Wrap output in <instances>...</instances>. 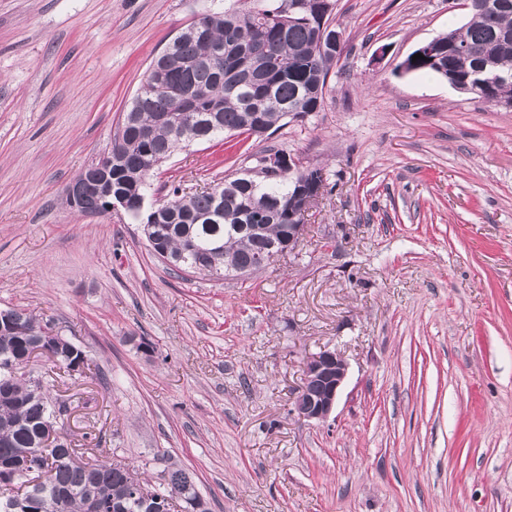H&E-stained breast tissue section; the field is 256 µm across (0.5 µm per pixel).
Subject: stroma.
Masks as SVG:
<instances>
[{"label":"stroma","instance_id":"1","mask_svg":"<svg viewBox=\"0 0 512 512\" xmlns=\"http://www.w3.org/2000/svg\"><path fill=\"white\" fill-rule=\"evenodd\" d=\"M224 0H0V309L93 363L54 377L88 458L192 475L210 512H512V110L401 73L455 0H337L325 107L263 140L175 152L154 188L217 183L275 146L327 191L295 254L176 276L122 212L66 189L107 150L152 60ZM343 355L323 421L304 359ZM347 369L344 357L336 350L324 349L308 357L303 366V385L294 400L297 415L307 421L327 419L338 402L347 377ZM314 381L321 382L323 387L319 393L312 395L309 392H317L320 389V385L314 384Z\"/></svg>","mask_w":512,"mask_h":512}]
</instances>
